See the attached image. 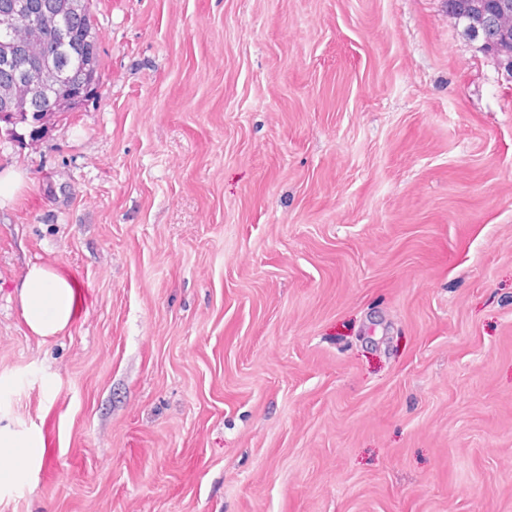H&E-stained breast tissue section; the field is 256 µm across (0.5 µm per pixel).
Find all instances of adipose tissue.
I'll list each match as a JSON object with an SVG mask.
<instances>
[{"label":"adipose tissue","mask_w":512,"mask_h":512,"mask_svg":"<svg viewBox=\"0 0 512 512\" xmlns=\"http://www.w3.org/2000/svg\"><path fill=\"white\" fill-rule=\"evenodd\" d=\"M74 288L68 271L39 263L30 265L18 290L28 330L42 337L66 330L76 315ZM42 457L40 436L0 427V472L11 474L37 467Z\"/></svg>","instance_id":"1"}]
</instances>
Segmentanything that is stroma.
I'll return each mask as SVG.
<instances>
[{
    "label": "stroma",
    "instance_id": "stroma-1",
    "mask_svg": "<svg viewBox=\"0 0 512 512\" xmlns=\"http://www.w3.org/2000/svg\"><path fill=\"white\" fill-rule=\"evenodd\" d=\"M90 9L92 96L0 137V512H512V76L444 0ZM26 186V174L16 167L0 172V208L15 203ZM18 288L25 325L36 336H55L74 321L75 282L68 271L33 263ZM1 475L17 469H30L41 464L43 441L38 435H26L7 427H0Z\"/></svg>",
    "mask_w": 512,
    "mask_h": 512
}]
</instances>
